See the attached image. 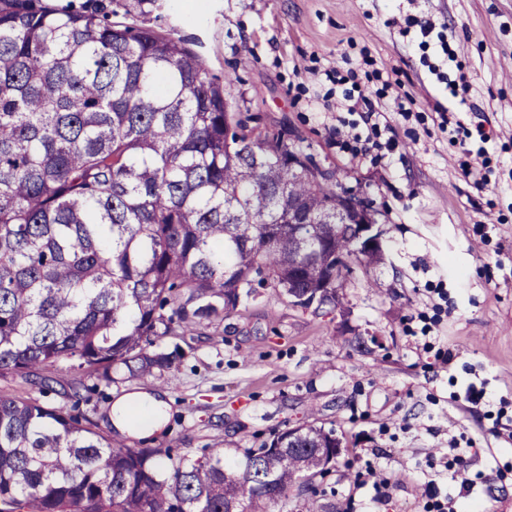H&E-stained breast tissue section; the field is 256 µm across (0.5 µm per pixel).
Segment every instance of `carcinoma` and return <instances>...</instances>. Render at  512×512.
I'll list each match as a JSON object with an SVG mask.
<instances>
[{
    "mask_svg": "<svg viewBox=\"0 0 512 512\" xmlns=\"http://www.w3.org/2000/svg\"><path fill=\"white\" fill-rule=\"evenodd\" d=\"M282 133L254 132L185 40L110 20L85 0H0V374L43 394L47 372L110 385L163 375L168 337L238 312L265 282L288 296L363 257L336 220L343 188ZM312 214L287 223L288 201ZM197 458L112 446L62 406L0 394V512H247L288 500L293 470L336 430L311 421Z\"/></svg>",
    "mask_w": 512,
    "mask_h": 512,
    "instance_id": "carcinoma-1",
    "label": "carcinoma"
}]
</instances>
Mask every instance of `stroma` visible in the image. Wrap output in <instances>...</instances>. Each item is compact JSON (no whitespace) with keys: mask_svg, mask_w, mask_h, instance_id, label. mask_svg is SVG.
<instances>
[{"mask_svg":"<svg viewBox=\"0 0 512 512\" xmlns=\"http://www.w3.org/2000/svg\"><path fill=\"white\" fill-rule=\"evenodd\" d=\"M410 16L432 23L429 48ZM143 22L187 40L250 127L282 132L369 201L383 258L351 262L333 310L258 288L201 339H167L183 356L164 377L89 379L78 413L108 429L117 397L161 394L156 443L193 456L317 417L344 449L317 495L292 489L273 512H422L427 486L455 496L465 478L472 512H512V0H155ZM442 35L449 77H467L460 100L427 67ZM351 67L362 88L392 83L377 103L398 142L386 166L352 164L332 139L341 118L371 134L343 108L336 75ZM447 108L489 136L485 191L459 166Z\"/></svg>","mask_w":512,"mask_h":512,"instance_id":"stroma-1","label":"stroma"}]
</instances>
